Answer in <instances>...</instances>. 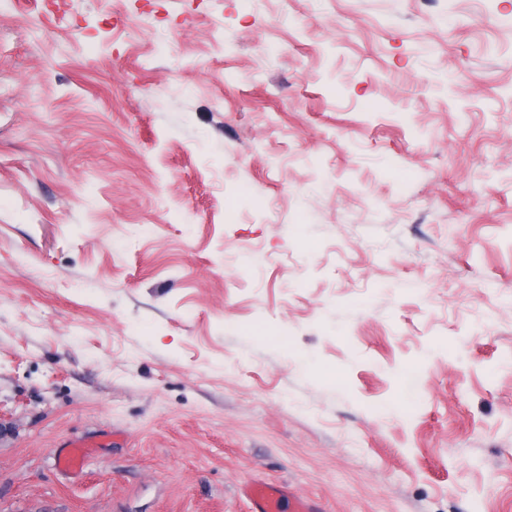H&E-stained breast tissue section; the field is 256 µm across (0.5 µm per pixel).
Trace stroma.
Segmentation results:
<instances>
[{
    "label": "stroma",
    "mask_w": 512,
    "mask_h": 512,
    "mask_svg": "<svg viewBox=\"0 0 512 512\" xmlns=\"http://www.w3.org/2000/svg\"><path fill=\"white\" fill-rule=\"evenodd\" d=\"M251 483L512 512V0H0V512Z\"/></svg>",
    "instance_id": "obj_1"
}]
</instances>
